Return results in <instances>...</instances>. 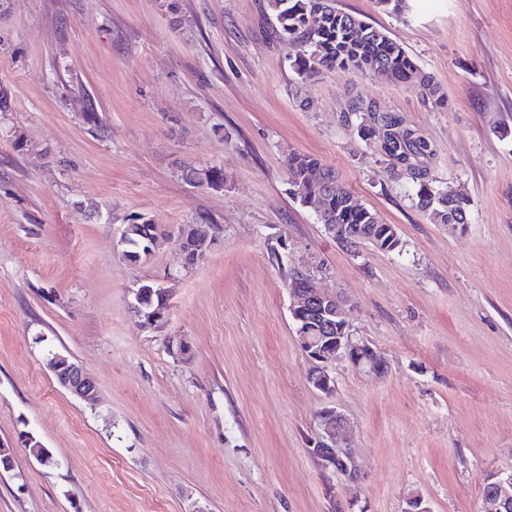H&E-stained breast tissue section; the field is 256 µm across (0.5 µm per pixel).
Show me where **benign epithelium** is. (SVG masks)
Masks as SVG:
<instances>
[{
    "label": "benign epithelium",
    "mask_w": 512,
    "mask_h": 512,
    "mask_svg": "<svg viewBox=\"0 0 512 512\" xmlns=\"http://www.w3.org/2000/svg\"><path fill=\"white\" fill-rule=\"evenodd\" d=\"M290 312L296 323L299 346L309 363L308 382L319 392L332 394L336 390V378L331 368L333 362L345 359L356 370L383 375L388 366L385 358L368 342L354 335L345 305L338 298L317 288L309 276L299 273L288 283ZM317 311L324 325L314 328L306 316ZM168 353L185 358L190 349L188 342L175 336L165 339ZM47 367L61 388L71 395L92 401L97 394L93 377L72 357L56 352L48 356ZM348 422L332 407L322 409L317 417V438L311 453L322 464H336V471L351 481L358 480L348 443ZM489 491L482 497L481 512H512V473L495 474L487 480Z\"/></svg>",
    "instance_id": "1"
}]
</instances>
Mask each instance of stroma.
I'll use <instances>...</instances> for the list:
<instances>
[{
	"mask_svg": "<svg viewBox=\"0 0 512 512\" xmlns=\"http://www.w3.org/2000/svg\"><path fill=\"white\" fill-rule=\"evenodd\" d=\"M336 6L401 44L444 107L368 73L301 79L267 0H0V512H403L415 495L479 512L487 477L512 473V0ZM359 100L429 142L419 164L469 199L468 224L431 223L383 127L358 136ZM292 152L333 167L403 251L342 248L294 199ZM184 163L223 169V189L188 185ZM139 214L171 233L134 266L118 239ZM201 216L223 231L186 270L176 229ZM296 270L346 301L385 375L339 361L333 394L308 383ZM141 280L169 290L161 327L131 309ZM52 351L93 375L95 403L58 386ZM326 407L357 481L310 453Z\"/></svg>",
	"mask_w": 512,
	"mask_h": 512,
	"instance_id": "obj_1",
	"label": "stroma"
}]
</instances>
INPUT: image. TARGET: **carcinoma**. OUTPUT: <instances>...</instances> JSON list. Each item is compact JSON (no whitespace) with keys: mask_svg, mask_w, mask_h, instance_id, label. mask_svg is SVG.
Wrapping results in <instances>:
<instances>
[{"mask_svg":"<svg viewBox=\"0 0 512 512\" xmlns=\"http://www.w3.org/2000/svg\"><path fill=\"white\" fill-rule=\"evenodd\" d=\"M269 7L275 20V36L301 44L300 52L291 62L298 76L309 78L323 69L369 72L381 79H395L408 87H417L435 105H442L440 90L432 77L399 43L359 16L336 8L335 0H269ZM378 119L388 128L383 150L389 164L407 162L416 186L417 205L436 224L468 223L469 200L455 190L434 184L426 170L416 164L417 159L430 154V144L418 132L400 126L399 119L391 113ZM286 165L292 177L294 198L313 209L319 223L348 225L354 243L369 242L376 246L388 241V251L403 250L398 229L381 223L354 192L339 183L333 169L301 153L289 154ZM181 177L192 186L224 188V172L215 166L188 163L181 167ZM201 224L216 234L221 232L219 225L206 218L180 225V230L188 231L185 269L199 264L206 255V236L197 230ZM163 236L162 228L139 215L123 226L118 244L126 260L137 265L153 254Z\"/></svg>","mask_w":512,"mask_h":512,"instance_id":"1","label":"carcinoma"}]
</instances>
